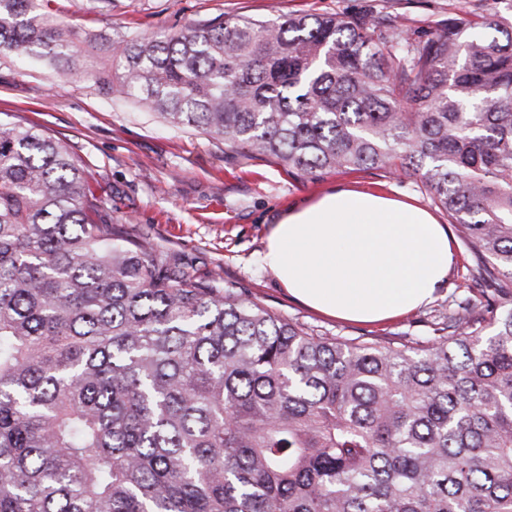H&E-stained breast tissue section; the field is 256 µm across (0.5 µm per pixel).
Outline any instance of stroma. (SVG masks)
Returning a JSON list of instances; mask_svg holds the SVG:
<instances>
[{
    "label": "stroma",
    "mask_w": 512,
    "mask_h": 512,
    "mask_svg": "<svg viewBox=\"0 0 512 512\" xmlns=\"http://www.w3.org/2000/svg\"><path fill=\"white\" fill-rule=\"evenodd\" d=\"M51 22L90 30L105 39L135 31L160 38L220 14L275 20L314 12L372 16L397 23L422 39L457 15L496 11L512 15V0H39ZM82 72L57 77L40 61L0 52V113L44 126L68 142L86 166L87 183L105 218L173 254L197 280L221 276L245 296L281 317L324 336L382 342L395 336L423 340L448 325L456 299L478 293L476 261L456 245V261L435 298L385 324L331 319L293 300L261 261L270 224L291 206L348 186L430 207L419 177L380 170L292 176L271 159L228 155L195 129L168 126L132 101L101 90Z\"/></svg>",
    "instance_id": "obj_1"
}]
</instances>
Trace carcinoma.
<instances>
[{
	"mask_svg": "<svg viewBox=\"0 0 512 512\" xmlns=\"http://www.w3.org/2000/svg\"><path fill=\"white\" fill-rule=\"evenodd\" d=\"M218 15L95 81L288 173L418 175L488 284L448 335L320 336L101 217L82 159L0 121V512H512V19ZM98 35L0 0L61 75Z\"/></svg>",
	"mask_w": 512,
	"mask_h": 512,
	"instance_id": "cac0c4a2",
	"label": "carcinoma"
}]
</instances>
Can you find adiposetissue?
Masks as SVG:
<instances>
[{
    "instance_id": "1",
    "label": "adipose tissue",
    "mask_w": 512,
    "mask_h": 512,
    "mask_svg": "<svg viewBox=\"0 0 512 512\" xmlns=\"http://www.w3.org/2000/svg\"><path fill=\"white\" fill-rule=\"evenodd\" d=\"M453 258L447 229L427 209L344 188L283 213L261 255L303 305L365 324L428 303Z\"/></svg>"
}]
</instances>
